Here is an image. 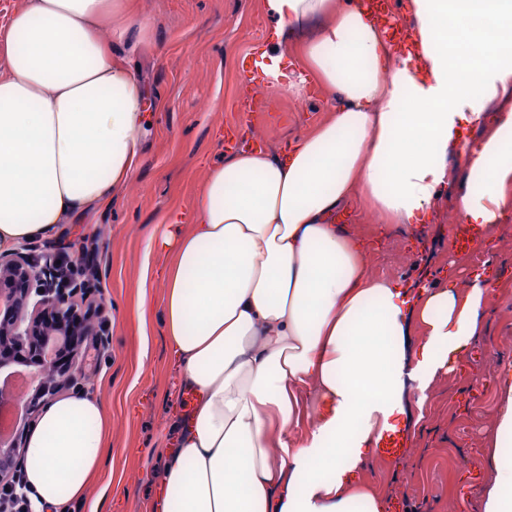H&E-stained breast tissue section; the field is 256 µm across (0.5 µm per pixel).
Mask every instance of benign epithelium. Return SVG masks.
I'll use <instances>...</instances> for the list:
<instances>
[{"mask_svg":"<svg viewBox=\"0 0 512 512\" xmlns=\"http://www.w3.org/2000/svg\"><path fill=\"white\" fill-rule=\"evenodd\" d=\"M59 253L46 248L41 254L24 245L12 253H0V349L13 350L18 359H0V371L30 363L28 399L22 410L33 413L56 399L64 389L87 390L81 363L59 371L56 352L68 343V320L97 315L88 326L90 343L99 351L109 348V318L102 314L94 298L95 280L77 256L63 268ZM57 316L56 322L43 321L46 312ZM26 438L15 427L8 439L0 441V488L11 487L18 480Z\"/></svg>","mask_w":512,"mask_h":512,"instance_id":"obj_1","label":"benign epithelium"}]
</instances>
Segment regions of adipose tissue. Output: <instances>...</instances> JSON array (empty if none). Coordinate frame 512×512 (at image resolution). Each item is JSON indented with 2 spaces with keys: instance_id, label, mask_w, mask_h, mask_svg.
I'll return each instance as SVG.
<instances>
[{
  "instance_id": "obj_1",
  "label": "adipose tissue",
  "mask_w": 512,
  "mask_h": 512,
  "mask_svg": "<svg viewBox=\"0 0 512 512\" xmlns=\"http://www.w3.org/2000/svg\"><path fill=\"white\" fill-rule=\"evenodd\" d=\"M137 0H26L0 29V253L51 239L106 205L142 160L151 109L143 82L112 49L147 30ZM275 23L256 47L260 80L335 107L279 152L240 150L210 165L197 221L148 238L160 265L161 323L191 401L162 448V512H383L358 476L439 371H455L483 317L465 293L370 276L349 219L423 224L464 156L470 189L458 218L495 225L512 186V111L499 135L464 153V129L512 93V0H405L407 43L362 0H262ZM311 34L288 52V38ZM420 323L410 343L411 323ZM491 443L496 477L484 512H512V371ZM314 394L307 406L305 394ZM308 429L295 441L299 426ZM111 435L101 398L51 402L22 459L35 512L86 498Z\"/></svg>"
}]
</instances>
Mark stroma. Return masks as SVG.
<instances>
[{"mask_svg":"<svg viewBox=\"0 0 512 512\" xmlns=\"http://www.w3.org/2000/svg\"><path fill=\"white\" fill-rule=\"evenodd\" d=\"M149 23L142 40L117 42L130 68L158 106L143 136L144 154L129 186L110 204L78 223L59 225L51 248L81 241L93 255L95 280L110 319V349L98 356L88 384L112 420L104 465L79 512H142L160 482L155 449L171 432L181 407L179 377L160 319L139 329L135 316L152 230L176 217L195 221L194 198L206 165L223 160L224 135L242 147L261 141L271 151L327 117L328 97L311 90L294 99L276 89L256 112L240 109L243 75L252 50L264 44L273 22L262 0H138ZM464 161L423 224H348L370 248L368 272L406 284L465 292L492 280L484 296V323L468 348L461 372L437 376L424 408L410 406L397 422L401 456H370L361 480L389 512H484V492L496 476L489 453L503 392L502 367L512 364V194L498 224L479 244L480 259L454 252L459 198L466 186Z\"/></svg>","mask_w":512,"mask_h":512,"instance_id":"35a3bbf8","label":"stroma"}]
</instances>
